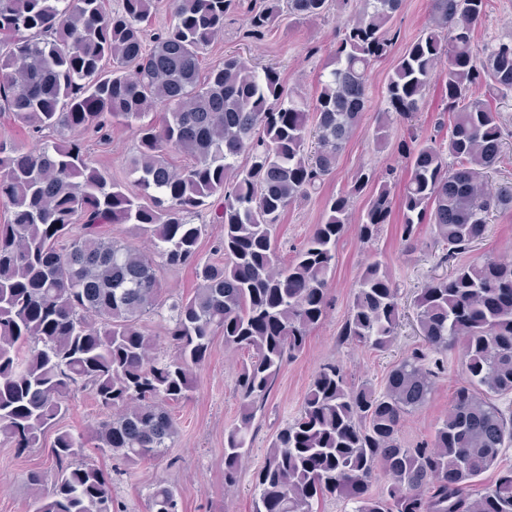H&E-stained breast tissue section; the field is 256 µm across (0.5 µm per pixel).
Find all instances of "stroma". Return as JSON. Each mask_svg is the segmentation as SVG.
Listing matches in <instances>:
<instances>
[{
  "instance_id": "stroma-1",
  "label": "stroma",
  "mask_w": 512,
  "mask_h": 512,
  "mask_svg": "<svg viewBox=\"0 0 512 512\" xmlns=\"http://www.w3.org/2000/svg\"><path fill=\"white\" fill-rule=\"evenodd\" d=\"M258 2L241 0L239 8L225 17L224 30L206 52L205 64H217L225 54L237 52L257 66L276 67L287 89L313 99L321 75L333 57L339 22L336 13L292 24L280 22L256 40L247 37L245 19L249 8ZM428 19V0H405L402 11L391 22L398 33L393 55L402 53ZM389 70L386 62L372 68L368 109L339 159L335 176L326 182L323 196L295 203L285 212L278 236L281 258H288L292 247L303 241L314 224L320 223L325 197L343 189L358 168L381 169L392 165L404 169L405 162L396 151L401 126L390 127L384 145H377L375 140V117L383 105ZM134 145L132 129L116 123L112 126L110 142L91 144L90 152L121 177ZM399 224V214H392L389 224L383 225L378 238L369 244L360 242L355 224H348L337 245L327 315L312 331L299 356L284 365L264 409L257 411L253 446L237 485L231 489L224 486V432L237 422L240 414L234 379L246 354L225 347L223 337L218 336L207 361L196 372L197 382L188 399L173 407L179 434L172 447L160 460L113 472L112 492L125 512H147L149 489L159 479L174 485L182 512H249L253 475L264 463L272 436L297 416L308 384L321 364L336 361L353 380L381 386L390 367L420 343L414 332V296L430 276L445 272L434 258L431 227H421L419 246L408 253L400 239ZM485 256L512 261V211L494 213L487 237L468 254L472 260ZM374 260L381 261L398 283L405 312L399 335L386 353L358 347L340 337L357 276L366 262ZM444 364L446 371L437 379L429 402L407 414L403 421L399 436L408 446L431 441L436 424L448 413L453 393L461 381L458 352L448 353ZM104 416L90 392L78 391L72 394L70 409L59 428L87 437ZM55 431L47 429L39 447L21 453L0 446V512H31L32 489L27 476L32 471L51 469L47 451Z\"/></svg>"
}]
</instances>
